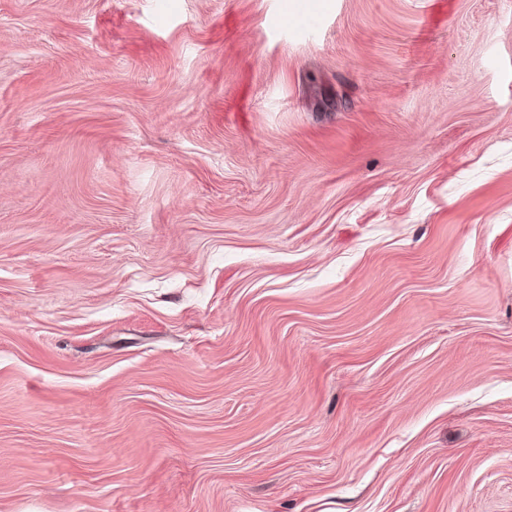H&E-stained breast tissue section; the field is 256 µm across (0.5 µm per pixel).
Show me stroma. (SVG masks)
<instances>
[{"label":"stroma","mask_w":512,"mask_h":512,"mask_svg":"<svg viewBox=\"0 0 512 512\" xmlns=\"http://www.w3.org/2000/svg\"><path fill=\"white\" fill-rule=\"evenodd\" d=\"M0 512H512V0H0Z\"/></svg>","instance_id":"35a3bbf8"}]
</instances>
